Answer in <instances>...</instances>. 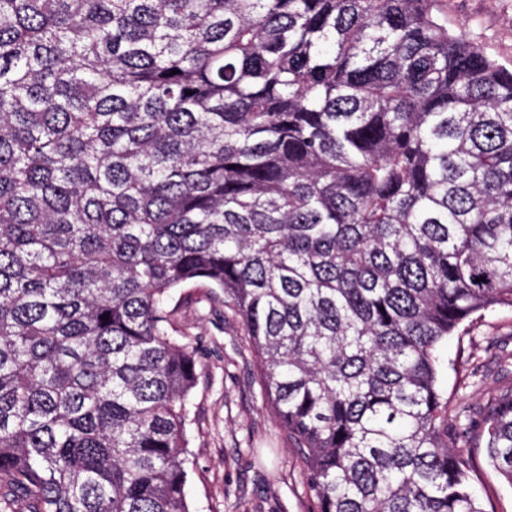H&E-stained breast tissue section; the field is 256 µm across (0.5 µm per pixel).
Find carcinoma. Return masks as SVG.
Segmentation results:
<instances>
[{"mask_svg":"<svg viewBox=\"0 0 512 512\" xmlns=\"http://www.w3.org/2000/svg\"><path fill=\"white\" fill-rule=\"evenodd\" d=\"M442 2L0 0V512H190L200 281L317 512H483L440 350L512 308V70ZM482 435L512 486V385Z\"/></svg>","mask_w":512,"mask_h":512,"instance_id":"1","label":"carcinoma"}]
</instances>
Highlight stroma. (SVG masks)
<instances>
[{"instance_id":"35a3bbf8","label":"stroma","mask_w":512,"mask_h":512,"mask_svg":"<svg viewBox=\"0 0 512 512\" xmlns=\"http://www.w3.org/2000/svg\"><path fill=\"white\" fill-rule=\"evenodd\" d=\"M449 26L464 28L512 69V0H446ZM192 284L178 289L175 324L198 345L191 402L190 512H316L303 460L264 400L255 353L239 319ZM442 385L453 425L468 429L454 450L486 512H512V485L486 463L479 432L489 400L512 384V308L465 323L443 347Z\"/></svg>"}]
</instances>
